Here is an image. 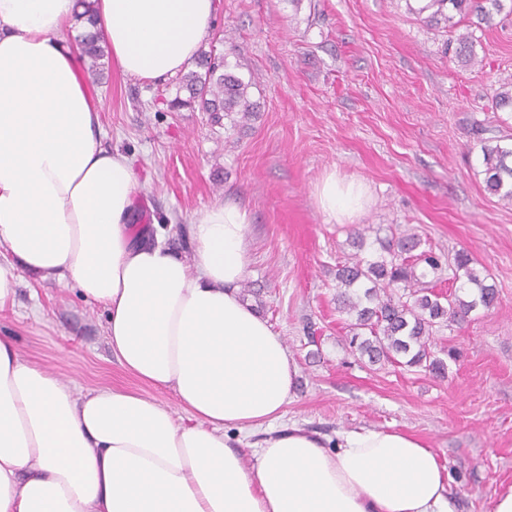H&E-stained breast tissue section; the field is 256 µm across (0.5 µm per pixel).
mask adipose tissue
I'll return each mask as SVG.
<instances>
[{
  "instance_id": "ef3b65f1",
  "label": "adipose tissue",
  "mask_w": 512,
  "mask_h": 512,
  "mask_svg": "<svg viewBox=\"0 0 512 512\" xmlns=\"http://www.w3.org/2000/svg\"><path fill=\"white\" fill-rule=\"evenodd\" d=\"M113 64L164 82L196 62L215 0H94ZM77 0H0V302L17 268L108 312L107 339L139 389L78 392L0 336V512H456L449 473L417 436L359 429L327 447L283 422L299 374L238 297L250 215L192 221L195 261L135 234L142 184L103 146L102 103L63 36ZM368 189L328 174L316 205L344 223ZM173 391L180 422L144 387ZM237 428L229 439L226 428ZM267 429L261 443L249 434Z\"/></svg>"
}]
</instances>
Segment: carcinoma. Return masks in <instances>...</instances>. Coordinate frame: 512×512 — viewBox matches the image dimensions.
Listing matches in <instances>:
<instances>
[{"mask_svg":"<svg viewBox=\"0 0 512 512\" xmlns=\"http://www.w3.org/2000/svg\"><path fill=\"white\" fill-rule=\"evenodd\" d=\"M81 6L78 40L87 70L97 77L105 69L107 40L96 27L91 0H81ZM506 9L512 12V4L505 0H425L410 11L419 16L426 12V22L452 29L457 57L471 63L475 61L472 33L459 31L454 14L473 15L477 24L490 27ZM250 86L228 69L224 54L213 45L201 53L196 69L182 74L176 95L167 105L172 110L234 113L246 120L255 109L248 97ZM492 105L496 110L512 109V86L497 89ZM481 151L487 190L511 205L512 146L487 142ZM376 242L378 250L336 265L337 309L351 317L346 336L349 351L373 365L398 364L442 377L447 363L431 349L434 333L464 323L478 307H495L498 292L465 251L448 262L454 291L445 296L427 281L431 275L442 274L441 257L432 251L417 252L421 245L417 236L378 237Z\"/></svg>","mask_w":512,"mask_h":512,"instance_id":"cac0c4a2","label":"carcinoma"}]
</instances>
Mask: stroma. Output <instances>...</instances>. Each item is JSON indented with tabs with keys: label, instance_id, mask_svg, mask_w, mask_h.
Returning a JSON list of instances; mask_svg holds the SVG:
<instances>
[{
	"label": "stroma",
	"instance_id": "1",
	"mask_svg": "<svg viewBox=\"0 0 512 512\" xmlns=\"http://www.w3.org/2000/svg\"><path fill=\"white\" fill-rule=\"evenodd\" d=\"M472 32L469 64L406 0H217L209 41L252 83L247 124L169 110L173 78L145 83L113 69L94 88L103 144L127 154L144 184L135 225L171 227L190 261L193 217L224 200L248 209L251 266L239 296L299 365L286 420L330 441L362 427L412 433L447 465L458 512H490L512 485V205L486 189L481 145L512 144V112L491 104L512 85V15ZM331 172L370 196L342 224L315 202ZM388 226L446 257L467 251L498 290L494 308L437 333L434 349L461 352L446 377L371 366L343 345L336 264L354 253L351 233L371 240ZM17 275L0 336L23 359L81 392L134 386L112 356L103 306Z\"/></svg>",
	"mask_w": 512,
	"mask_h": 512
}]
</instances>
